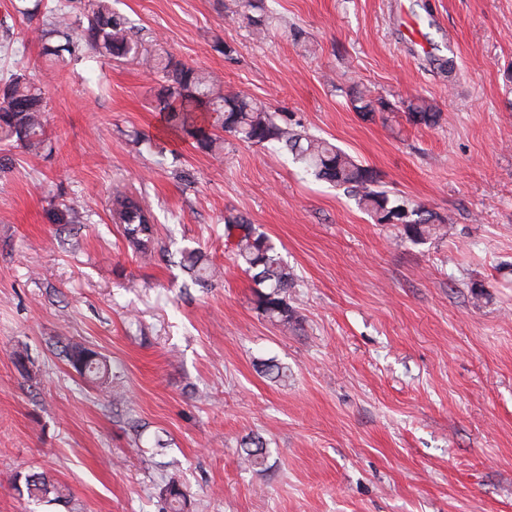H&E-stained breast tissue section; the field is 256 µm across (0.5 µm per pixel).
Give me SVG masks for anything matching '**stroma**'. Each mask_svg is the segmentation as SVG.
<instances>
[{
  "mask_svg": "<svg viewBox=\"0 0 512 512\" xmlns=\"http://www.w3.org/2000/svg\"><path fill=\"white\" fill-rule=\"evenodd\" d=\"M0 0V77L49 65L33 19ZM116 0L187 64L264 102L439 214L410 240L290 156L224 138L217 159L168 134L139 64L74 62L50 90L51 154L0 148V512H512V0ZM296 29L299 40L286 38ZM389 102L365 118L348 87ZM422 98L442 114L407 119ZM120 181L148 198L158 245L110 220ZM80 200L78 224L53 210ZM265 232L298 277V322L255 309L224 220ZM217 269L188 288L184 248ZM101 353L112 402L60 357ZM28 354L25 368L16 353ZM272 359L288 378L257 370ZM266 441L264 471L241 440ZM46 471L66 502L18 489Z\"/></svg>",
  "mask_w": 512,
  "mask_h": 512,
  "instance_id": "stroma-1",
  "label": "stroma"
}]
</instances>
